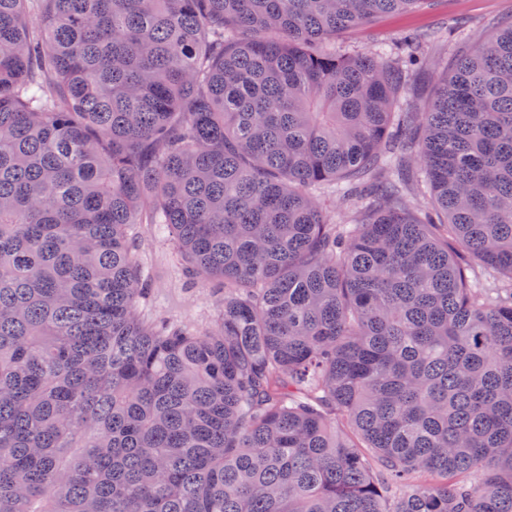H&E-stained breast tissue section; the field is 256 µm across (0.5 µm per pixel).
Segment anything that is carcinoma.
Instances as JSON below:
<instances>
[{
	"label": "carcinoma",
	"instance_id": "cac0c4a2",
	"mask_svg": "<svg viewBox=\"0 0 512 512\" xmlns=\"http://www.w3.org/2000/svg\"><path fill=\"white\" fill-rule=\"evenodd\" d=\"M426 4L0 0V512H512V20L336 47ZM135 225L139 262L150 283L141 313L157 326L211 327L224 302V288L194 284L185 276L166 233H160L156 224Z\"/></svg>",
	"mask_w": 512,
	"mask_h": 512
}]
</instances>
